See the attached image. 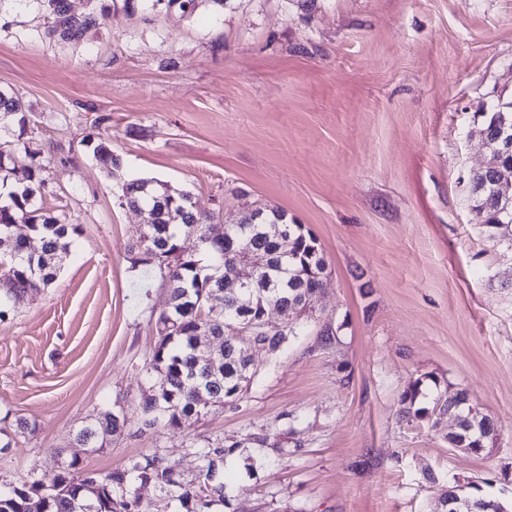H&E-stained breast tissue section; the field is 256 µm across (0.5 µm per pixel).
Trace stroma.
I'll use <instances>...</instances> for the list:
<instances>
[{"label":"stroma","mask_w":512,"mask_h":512,"mask_svg":"<svg viewBox=\"0 0 512 512\" xmlns=\"http://www.w3.org/2000/svg\"><path fill=\"white\" fill-rule=\"evenodd\" d=\"M69 3L100 17L75 40L47 35V0H0V91L25 119L0 152L35 154V206L81 227L57 279L0 320V486L146 454L191 480L219 444L235 451L210 512H437L467 484L512 507V250L468 206L491 158L481 114L512 99V0ZM138 178L190 192L218 233L222 215L280 208L329 264L238 407L177 428L140 424L168 287L130 250L145 216L121 190ZM418 378L428 415L409 422ZM460 389L497 427L479 456L449 447L434 409ZM105 409L127 424L88 451L75 434ZM264 430L276 448L252 444Z\"/></svg>","instance_id":"stroma-1"}]
</instances>
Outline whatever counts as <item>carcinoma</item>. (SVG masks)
I'll use <instances>...</instances> for the list:
<instances>
[{
  "mask_svg": "<svg viewBox=\"0 0 512 512\" xmlns=\"http://www.w3.org/2000/svg\"><path fill=\"white\" fill-rule=\"evenodd\" d=\"M48 4L56 16L48 30L50 36L74 39L99 24L94 12L68 14L66 0H48ZM19 111V101L0 91V132L9 130V118ZM502 128L512 135V100L497 98L485 113L483 129L495 133ZM94 157L108 170L118 163L104 139L95 146ZM29 158V164L20 169L13 157L0 154V183H17L6 196L0 195V240H7L10 249L9 256H0V263H4L0 269V306L21 305L29 293L51 284L70 254L73 238L81 233L80 225L33 207V199L44 184L45 167L35 155ZM123 198L131 208L152 210L154 220L144 230L145 244L138 249L136 262L164 267L160 277L169 290L168 309L156 319L158 343L145 365L150 386L142 394V426L179 427L187 417L203 410L202 398L230 404L243 399L258 367L249 365L232 327L259 318L269 303H301L321 292L329 276L328 263L311 232L302 224L288 223L285 211L279 208H261L249 217V223H229L223 236L213 237L209 225L199 223L187 191L134 179L125 184ZM469 207L488 238L506 240L512 248V236L502 232L512 225V181L502 183L485 173L474 174ZM19 221L40 236L39 251L29 250L25 238L13 236ZM267 224L283 225L290 235L288 253L281 252L278 238L266 235ZM184 236L195 238L196 250H180ZM256 252L262 254L263 263L248 284L224 280L225 266L247 263ZM213 292L223 298L220 311L213 312L205 304L194 307L201 295ZM202 326L224 345L223 352L210 361L199 347L197 331ZM421 384L422 380L416 379L401 396L409 417L420 418L425 413L415 407ZM125 423L123 411H101L77 431L76 441L84 448H97L100 440L121 430ZM235 449L234 445L202 449L195 485L183 482L178 472L156 455H145L105 473L89 472L76 460L63 463L56 491L43 498V512H135L132 487L138 480L158 484L185 512H208L213 503L225 499L226 486L219 470ZM39 494L41 487L36 480L0 489V512H27V502Z\"/></svg>",
  "mask_w": 512,
  "mask_h": 512,
  "instance_id": "1",
  "label": "carcinoma"
}]
</instances>
